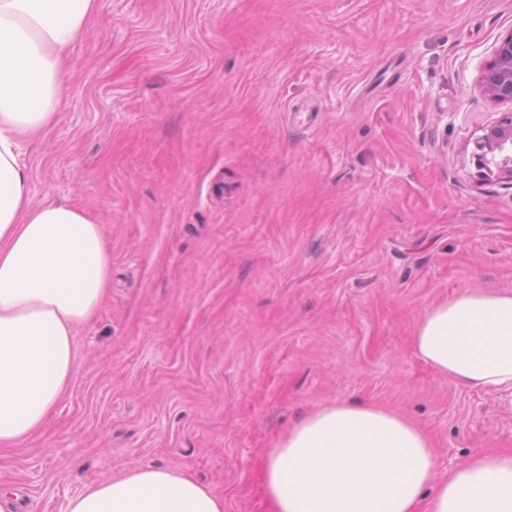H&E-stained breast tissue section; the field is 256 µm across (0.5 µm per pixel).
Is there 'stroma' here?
<instances>
[{"instance_id":"stroma-1","label":"stroma","mask_w":512,"mask_h":512,"mask_svg":"<svg viewBox=\"0 0 512 512\" xmlns=\"http://www.w3.org/2000/svg\"><path fill=\"white\" fill-rule=\"evenodd\" d=\"M511 32L512 0H100L22 161L102 224L112 289L0 491L63 512L155 464L274 512L268 451L336 400L405 413L448 469L512 449V399L411 344L424 306L512 293V182L472 156ZM479 89L491 101L512 107V32L496 43L491 61L481 68Z\"/></svg>"}]
</instances>
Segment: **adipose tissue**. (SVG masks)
<instances>
[{"mask_svg":"<svg viewBox=\"0 0 512 512\" xmlns=\"http://www.w3.org/2000/svg\"><path fill=\"white\" fill-rule=\"evenodd\" d=\"M99 0H0V447L50 416L76 369L72 336L112 282L107 239L86 211L34 202L21 160L71 86L64 60ZM415 353L457 385L512 395V294L461 290L427 305ZM430 437L377 403L321 406L268 452L275 512H512V452L440 474ZM65 512H224L192 476L133 468L70 498Z\"/></svg>","mask_w":512,"mask_h":512,"instance_id":"adipose-tissue-1","label":"adipose tissue"}]
</instances>
